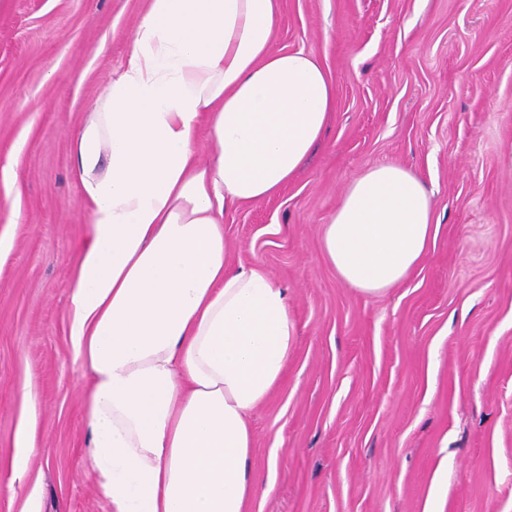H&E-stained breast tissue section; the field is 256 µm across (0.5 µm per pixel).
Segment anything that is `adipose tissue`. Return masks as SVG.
I'll return each mask as SVG.
<instances>
[{"instance_id":"ef3b65f1","label":"adipose tissue","mask_w":512,"mask_h":512,"mask_svg":"<svg viewBox=\"0 0 512 512\" xmlns=\"http://www.w3.org/2000/svg\"><path fill=\"white\" fill-rule=\"evenodd\" d=\"M277 16L278 0H150L74 138L90 224L67 333L110 512H249L256 496L249 418L298 325L262 266L229 264L224 211L277 194L336 105L314 51L275 48ZM433 207L418 174L378 163L342 193L322 252L347 287L386 292L427 255Z\"/></svg>"}]
</instances>
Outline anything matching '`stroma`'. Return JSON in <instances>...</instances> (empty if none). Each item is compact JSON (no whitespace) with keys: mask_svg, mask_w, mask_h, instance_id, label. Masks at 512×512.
<instances>
[{"mask_svg":"<svg viewBox=\"0 0 512 512\" xmlns=\"http://www.w3.org/2000/svg\"><path fill=\"white\" fill-rule=\"evenodd\" d=\"M148 5L0 0V512H109L66 334L89 229L72 140ZM274 43L318 55L336 110L278 194L224 213L230 262L287 288L299 326L250 418L260 512H512V0H279ZM384 161L432 191L438 231L406 281L366 295L320 226Z\"/></svg>","mask_w":512,"mask_h":512,"instance_id":"1","label":"stroma"}]
</instances>
